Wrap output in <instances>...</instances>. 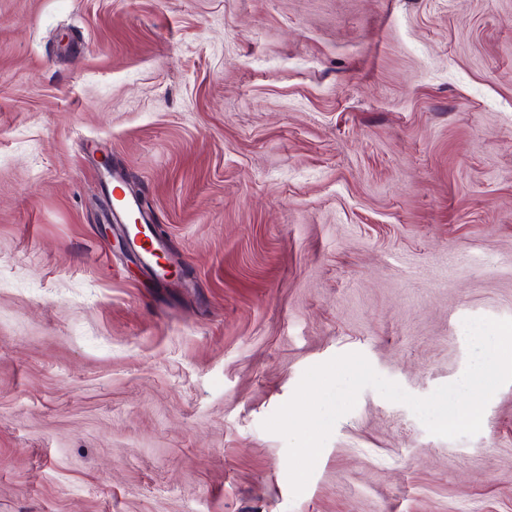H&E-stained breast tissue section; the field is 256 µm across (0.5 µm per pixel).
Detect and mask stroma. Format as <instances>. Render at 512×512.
<instances>
[{"label": "stroma", "instance_id": "1", "mask_svg": "<svg viewBox=\"0 0 512 512\" xmlns=\"http://www.w3.org/2000/svg\"><path fill=\"white\" fill-rule=\"evenodd\" d=\"M469 317L512 319V0H0V512H512V382L455 440L363 390L297 496L262 427L348 352L428 396Z\"/></svg>", "mask_w": 512, "mask_h": 512}]
</instances>
